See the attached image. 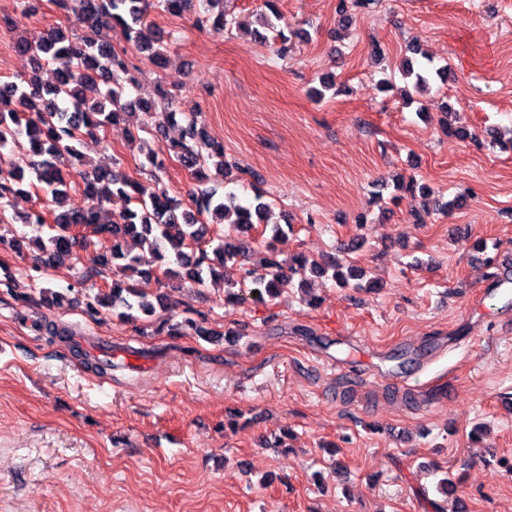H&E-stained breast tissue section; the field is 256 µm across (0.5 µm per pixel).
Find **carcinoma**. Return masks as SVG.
I'll return each mask as SVG.
<instances>
[{
	"label": "carcinoma",
	"mask_w": 512,
	"mask_h": 512,
	"mask_svg": "<svg viewBox=\"0 0 512 512\" xmlns=\"http://www.w3.org/2000/svg\"><path fill=\"white\" fill-rule=\"evenodd\" d=\"M55 4L76 17L86 34L75 37L67 28L54 27L34 43L18 41L17 48L30 55L31 72L0 85V147L25 151L27 169L35 178L30 186L41 190L46 200L44 208H32L18 217L10 214L13 199L25 193L20 188L24 169L0 166V253L30 256L24 268L30 281L42 279L65 260L77 265L79 251L101 236L109 246L97 262L112 271V282L88 298L87 309L93 314L105 309L129 322L165 306V296L150 297L137 286V279L149 281L159 271L195 287L218 278L234 288L237 277L251 279L248 293L232 294L237 302L275 299L296 276L298 288L306 293L307 275L322 277L329 271L342 288L363 287L362 272L345 257L321 263L299 252L286 265L267 260V271L257 274L237 264L247 251L245 240L230 236L205 240L209 228L202 220L205 215L237 230L261 223L269 203L258 188L247 200L234 192L205 189L185 205L169 195L158 176L164 160L153 151H147L141 164L154 178L148 188L117 169V162L110 168L96 165L81 151L88 140L108 147L107 128L136 108L156 120L157 132L182 123L173 153L198 182L230 176L232 165L224 160V144L198 122L195 113L179 111L173 94L160 88L153 101L131 96L138 78L131 73L124 51L103 36L105 30L122 29L137 52L162 69L168 63V39L147 20L149 8L171 15L193 8L198 25L222 34L234 24L224 13V0H55ZM47 67L52 68V80L44 83L41 73ZM446 71L430 59L425 63L409 59L402 66V76L411 79L417 90L436 77L444 78ZM76 179L86 206L73 211L64 203ZM114 197L125 198L132 206L116 214L106 207ZM17 221L34 227L37 235L14 232L10 225ZM187 329L200 336L213 335L192 318L170 325L169 332L179 335Z\"/></svg>",
	"instance_id": "carcinoma-1"
}]
</instances>
